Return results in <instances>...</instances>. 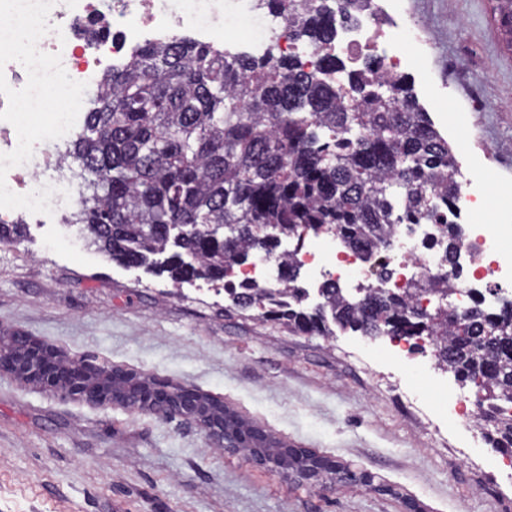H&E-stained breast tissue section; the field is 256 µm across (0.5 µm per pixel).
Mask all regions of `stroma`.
I'll list each match as a JSON object with an SVG mask.
<instances>
[{"mask_svg": "<svg viewBox=\"0 0 512 512\" xmlns=\"http://www.w3.org/2000/svg\"><path fill=\"white\" fill-rule=\"evenodd\" d=\"M407 3L437 41L407 80L440 131L462 112L494 147L489 176L512 210V51L492 0ZM78 213L16 216L29 235L0 243V336L209 394L290 445L370 473L375 488L323 494L208 447L180 420L2 375L0 512H512L501 455L440 410L437 365L408 375L385 362L381 336H295L225 315L211 284L178 286L105 259L81 239Z\"/></svg>", "mask_w": 512, "mask_h": 512, "instance_id": "stroma-1", "label": "stroma"}]
</instances>
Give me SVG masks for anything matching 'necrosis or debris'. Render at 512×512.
<instances>
[{"instance_id":"necrosis-or-debris-1","label":"necrosis or debris","mask_w":512,"mask_h":512,"mask_svg":"<svg viewBox=\"0 0 512 512\" xmlns=\"http://www.w3.org/2000/svg\"><path fill=\"white\" fill-rule=\"evenodd\" d=\"M228 19L247 27L243 37L225 42L230 51L256 59L272 52L292 55L309 69L329 57L351 69L369 56L379 75L390 76L409 68L413 51L429 42L423 24L406 14L404 0H364L357 22L337 24L335 40L319 46L294 39L287 17L271 13L262 0H56L48 17L51 30L38 48L60 55L73 80L93 86L103 71L131 61L149 43L182 32L200 45L223 42ZM58 148L55 140L35 144L32 158L8 171L10 190L27 194L48 185L53 208L72 204L75 187ZM439 221L466 224L457 243L464 262L447 261L440 245L423 232L408 233L402 224L391 225L389 246L375 249L368 262L333 229L307 238L293 253L314 284L330 279L347 288L379 285L404 293L416 282L443 275L449 304L462 316L512 288V249L506 246L512 240V211L498 207L482 166L472 165L461 177Z\"/></svg>"}]
</instances>
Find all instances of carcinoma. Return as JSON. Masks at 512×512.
I'll use <instances>...</instances> for the list:
<instances>
[{"instance_id":"carcinoma-1","label":"carcinoma","mask_w":512,"mask_h":512,"mask_svg":"<svg viewBox=\"0 0 512 512\" xmlns=\"http://www.w3.org/2000/svg\"><path fill=\"white\" fill-rule=\"evenodd\" d=\"M304 3L293 30L304 42L336 37L333 11L345 21L356 0ZM341 66L305 70L294 58L227 57L187 37L142 47L133 60L101 77L82 133L70 155L84 184L99 195L81 197L82 222L109 260L169 272L173 281L208 279L262 248L257 229L275 224L335 226L342 243L366 249L388 244L391 224H430L438 202L451 203L455 154L398 74L381 78L368 57L339 87ZM237 230L227 246L214 228ZM283 288H253L259 316L295 334L334 338L350 328L364 336L407 333L399 315L416 288L396 299L373 289L363 304L336 284L321 285L320 309L297 306L300 268ZM450 311L427 322L438 362L485 398L480 420L494 428V448H512V314L476 308L465 316L472 336L458 337ZM499 341L483 360L475 348L483 327Z\"/></svg>"}]
</instances>
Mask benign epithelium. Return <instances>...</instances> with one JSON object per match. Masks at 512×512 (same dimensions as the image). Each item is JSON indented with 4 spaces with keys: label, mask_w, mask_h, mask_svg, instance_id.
<instances>
[{
    "label": "benign epithelium",
    "mask_w": 512,
    "mask_h": 512,
    "mask_svg": "<svg viewBox=\"0 0 512 512\" xmlns=\"http://www.w3.org/2000/svg\"><path fill=\"white\" fill-rule=\"evenodd\" d=\"M317 233V229L295 228L282 235L269 229L277 252L290 240L299 243ZM2 374L46 388L63 399L137 409L162 419L179 417L194 424L210 444L230 454L244 447L246 424L224 425V412L210 407L199 394L178 387L158 388L151 378L121 369L103 370L84 358H65L54 346L32 336L0 339ZM280 471L298 481H319L324 491L344 483L343 469L334 464L284 466Z\"/></svg>",
    "instance_id": "1"
}]
</instances>
